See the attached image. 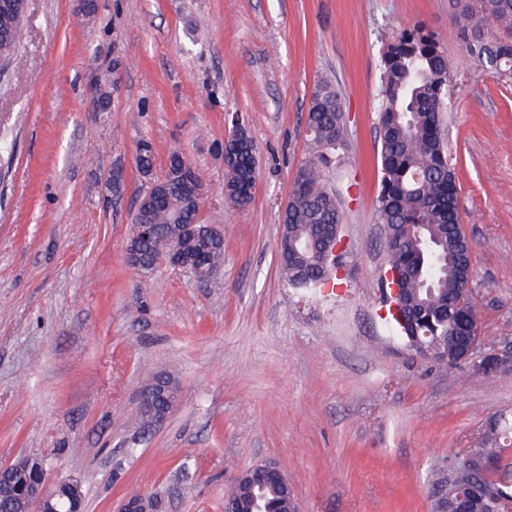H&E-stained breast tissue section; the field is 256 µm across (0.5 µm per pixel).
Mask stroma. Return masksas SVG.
Returning <instances> with one entry per match:
<instances>
[{
  "label": "stroma",
  "instance_id": "stroma-1",
  "mask_svg": "<svg viewBox=\"0 0 512 512\" xmlns=\"http://www.w3.org/2000/svg\"><path fill=\"white\" fill-rule=\"evenodd\" d=\"M19 67L0 73V466L78 480L86 512L134 491L161 512H224L244 470L279 464L301 512H433V472L512 422V369L423 358L393 338L379 287L383 55L416 23L448 50L444 115L473 288L490 347L512 351V79L476 70L449 0H27ZM330 79L345 141L327 180L344 223L342 278L289 287L281 211L308 155L305 113ZM243 120L257 190L224 201V136ZM178 150L208 188L200 219L224 262L197 282L125 259L147 186ZM168 377L158 428L133 421ZM179 400V390L171 381L152 382L141 394L138 410L148 417L149 427L162 425Z\"/></svg>",
  "mask_w": 512,
  "mask_h": 512
}]
</instances>
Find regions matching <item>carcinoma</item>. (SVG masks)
Segmentation results:
<instances>
[{
    "label": "carcinoma",
    "mask_w": 512,
    "mask_h": 512,
    "mask_svg": "<svg viewBox=\"0 0 512 512\" xmlns=\"http://www.w3.org/2000/svg\"><path fill=\"white\" fill-rule=\"evenodd\" d=\"M452 22L475 66L498 77L512 78V0H450ZM26 37L24 24L0 27V66L21 63L19 48ZM451 68L439 38L415 24L390 42L383 57L382 105L378 112L380 188L376 199L383 224L388 266L404 273L403 304L409 314L404 326L390 315L392 331L426 359H454V345L470 340L469 327L477 316L472 288V243L461 222L455 168L441 130L437 101L448 95ZM308 159L298 169L281 215L282 237L288 249L279 250L281 273L288 285L318 288L335 275L324 252L343 220L340 201L326 182L331 155L344 145L342 105L328 79L315 84L305 116ZM139 171L149 186L138 197L134 224L199 222L200 205L180 189L188 171L202 175L179 151L169 154L163 174L153 177L156 157L141 143ZM256 148L246 127H234L224 138V201L237 208L253 199L257 182ZM212 265L224 261V241L197 234L182 243ZM512 448V426L493 423L476 449L490 466L483 480L500 496L512 500V465L503 463ZM263 496L270 512H286L281 486L272 480L233 483L224 492V512H248L252 493Z\"/></svg>",
    "instance_id": "1"
}]
</instances>
